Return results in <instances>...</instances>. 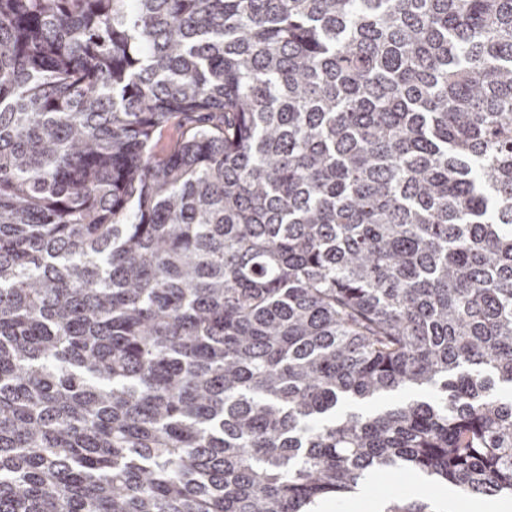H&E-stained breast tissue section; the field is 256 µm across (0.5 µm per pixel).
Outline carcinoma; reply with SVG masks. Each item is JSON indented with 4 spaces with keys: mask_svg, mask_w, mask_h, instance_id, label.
Returning a JSON list of instances; mask_svg holds the SVG:
<instances>
[{
    "mask_svg": "<svg viewBox=\"0 0 512 512\" xmlns=\"http://www.w3.org/2000/svg\"><path fill=\"white\" fill-rule=\"evenodd\" d=\"M402 469L512 496V0H0V512Z\"/></svg>",
    "mask_w": 512,
    "mask_h": 512,
    "instance_id": "1",
    "label": "carcinoma"
}]
</instances>
